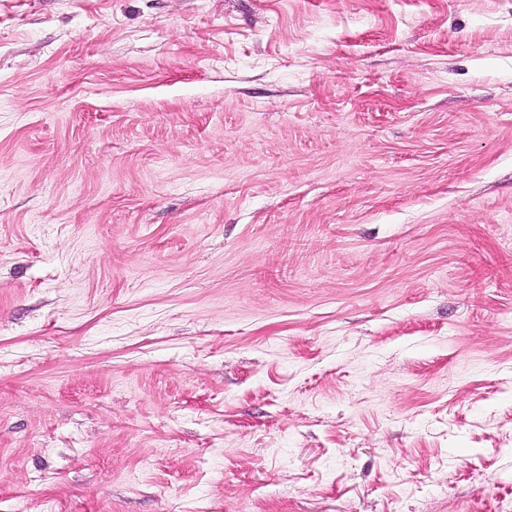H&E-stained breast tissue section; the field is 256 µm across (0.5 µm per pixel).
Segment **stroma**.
<instances>
[{"label": "stroma", "instance_id": "stroma-1", "mask_svg": "<svg viewBox=\"0 0 512 512\" xmlns=\"http://www.w3.org/2000/svg\"><path fill=\"white\" fill-rule=\"evenodd\" d=\"M0 512H512V0H0Z\"/></svg>", "mask_w": 512, "mask_h": 512}]
</instances>
